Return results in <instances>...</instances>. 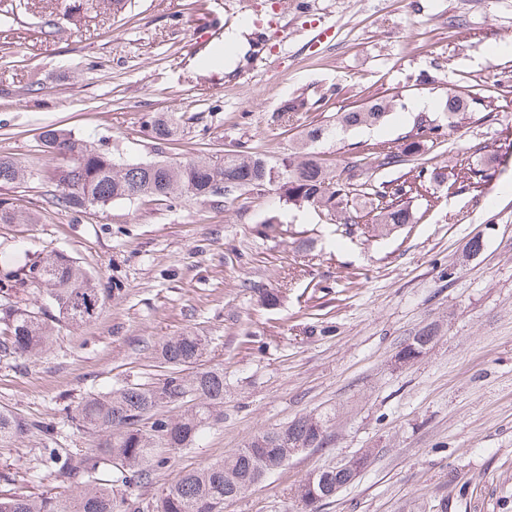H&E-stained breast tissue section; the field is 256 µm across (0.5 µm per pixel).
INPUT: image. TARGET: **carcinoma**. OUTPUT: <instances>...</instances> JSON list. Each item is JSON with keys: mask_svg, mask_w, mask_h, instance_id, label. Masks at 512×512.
<instances>
[{"mask_svg": "<svg viewBox=\"0 0 512 512\" xmlns=\"http://www.w3.org/2000/svg\"><path fill=\"white\" fill-rule=\"evenodd\" d=\"M61 15L98 12L113 14L125 10L127 0H61ZM366 107L354 106L336 113V119L314 124L306 131L296 150L270 161L257 153L230 149L213 160L204 158L186 162L167 161L158 169L139 163L123 170L112 153L77 138L71 132L47 126L41 133L43 152L53 155L56 164L50 180L62 188L50 203L81 211L87 202L105 208L115 203L142 198L173 202L193 198L215 209L224 207V198L234 193L271 191L288 208H312L335 218L341 232L350 235L360 223L369 225L375 237L387 236L417 217L406 203L392 199L399 181L406 190L416 185L429 194L428 206L437 203L434 186L445 180L442 168L424 157V151L445 144L436 120L420 116L416 132L394 140L359 142L347 151V157L331 168L319 157L315 145L334 140L345 132L373 126L387 116L394 99L371 95ZM477 108L488 119L497 108L491 96L479 89L453 86L446 92L448 119ZM158 144L170 141L179 128L172 113H155L145 120ZM36 162L0 155V187L19 184L32 176ZM393 170L396 176L381 177ZM483 175L470 167H461L453 182L461 189L480 187ZM26 216L0 201V224H23ZM37 274L20 278L29 281L40 296L47 297L58 317L72 324L91 321L98 315L102 295L93 277L71 257L49 252L33 264ZM42 307L24 308L3 304L0 318L5 322V339L0 348L26 353L46 347L51 326L41 317ZM204 340L185 333L163 342L159 358L170 369L156 386L126 383L105 395H88L78 403L71 416L77 427H89L104 433L98 448L89 455L60 458L56 449L47 448L48 459L66 471L84 478L85 490L73 498L13 494L0 497V512H126L132 507L125 498H117L114 488L130 487L149 481L154 471L168 462L166 453L193 444L199 433L217 418L224 405V370L188 368L201 361ZM191 402L186 412L169 417L162 412L167 404ZM312 428L308 418L290 422L288 436H268L263 446L250 442L233 456L201 469L181 472L156 499L152 512H224V502L240 496L257 483L258 476L279 467L288 457V448H319L325 442L321 421ZM22 430L15 418L0 410V442Z\"/></svg>", "mask_w": 512, "mask_h": 512, "instance_id": "1", "label": "carcinoma"}]
</instances>
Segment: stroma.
<instances>
[{
    "instance_id": "35a3bbf8",
    "label": "stroma",
    "mask_w": 512,
    "mask_h": 512,
    "mask_svg": "<svg viewBox=\"0 0 512 512\" xmlns=\"http://www.w3.org/2000/svg\"><path fill=\"white\" fill-rule=\"evenodd\" d=\"M0 47V155L37 154L44 126L74 132L117 160L207 158L242 149L276 158L304 128L372 93L396 99L379 124L319 144L341 162L349 144L393 140L416 126L409 101L428 99L444 121L445 91L464 82L490 90L499 108L483 123L460 113L436 160L445 173L486 169L482 193L441 184L439 200L384 238H344L312 209L272 193L228 196L222 210L186 200L142 199L75 214L51 206L54 165L0 188L31 214L0 224V288L11 304L35 302L16 284L37 257L64 253L95 275L103 306L90 323L45 319L47 350L0 349V410L22 430L0 443V493L71 497L84 487L44 451L85 454L97 432L69 416L90 393L157 382V348L186 332L206 344L202 367L224 370L219 419L190 447L170 452L151 480L119 488L135 512H151L185 469L204 467L260 432L299 417L326 422V442L290 457L224 512H301L294 488L310 473L368 454L367 467L317 512H512V0H129L124 13L87 17L44 37L27 0ZM334 34L313 43L314 33ZM240 32L235 57L222 54ZM431 83H419V74ZM45 90H29L32 80ZM316 110L281 121L294 99ZM181 116L178 141L156 144L144 122ZM489 144L494 161L470 153ZM281 220L277 236L257 228ZM307 230L299 252L294 231ZM480 255L466 258L473 235ZM278 294L277 305L262 295ZM438 335L416 360L400 350L422 327Z\"/></svg>"
}]
</instances>
